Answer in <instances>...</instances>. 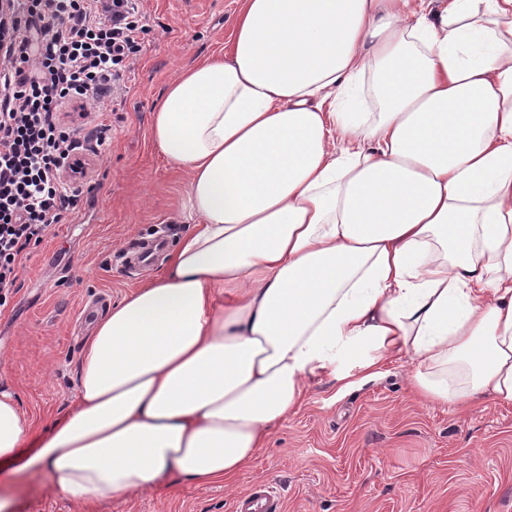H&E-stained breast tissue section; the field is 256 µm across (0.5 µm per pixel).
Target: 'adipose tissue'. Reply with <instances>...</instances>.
Instances as JSON below:
<instances>
[{"mask_svg":"<svg viewBox=\"0 0 512 512\" xmlns=\"http://www.w3.org/2000/svg\"><path fill=\"white\" fill-rule=\"evenodd\" d=\"M151 134L186 228L27 457L0 392V461L80 501L228 482L312 381L399 359L429 403L512 404V0H240Z\"/></svg>","mask_w":512,"mask_h":512,"instance_id":"ef3b65f1","label":"adipose tissue"}]
</instances>
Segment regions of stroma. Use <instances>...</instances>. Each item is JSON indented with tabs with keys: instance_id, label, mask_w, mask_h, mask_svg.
<instances>
[{
	"instance_id": "stroma-1",
	"label": "stroma",
	"mask_w": 512,
	"mask_h": 512,
	"mask_svg": "<svg viewBox=\"0 0 512 512\" xmlns=\"http://www.w3.org/2000/svg\"><path fill=\"white\" fill-rule=\"evenodd\" d=\"M239 0H140L149 27L123 92L100 120L111 134L89 156L91 181L78 207L27 250L17 286L0 307V390L28 419L26 447L77 401L84 304L116 303L161 267L163 254L126 270L134 240L172 232L187 177L160 152L151 118L168 84L196 60L223 52ZM410 367L384 365L381 379L338 393L314 382L296 414L274 429L231 484L200 486L170 476L147 490L78 502L45 474L0 475L17 512H233L257 480L274 482L285 512H512V404H425Z\"/></svg>"
}]
</instances>
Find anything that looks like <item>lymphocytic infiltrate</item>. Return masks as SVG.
<instances>
[{
	"instance_id": "1",
	"label": "lymphocytic infiltrate",
	"mask_w": 512,
	"mask_h": 512,
	"mask_svg": "<svg viewBox=\"0 0 512 512\" xmlns=\"http://www.w3.org/2000/svg\"><path fill=\"white\" fill-rule=\"evenodd\" d=\"M0 307L18 259L74 210L87 176L86 121L107 111L148 31L138 0H0ZM72 121H64L63 113Z\"/></svg>"
}]
</instances>
